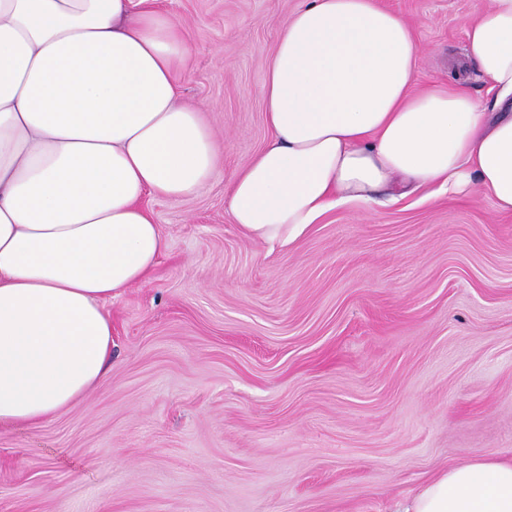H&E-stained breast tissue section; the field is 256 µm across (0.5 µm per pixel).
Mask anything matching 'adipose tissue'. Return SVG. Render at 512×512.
I'll list each match as a JSON object with an SVG mask.
<instances>
[{
	"label": "adipose tissue",
	"instance_id": "adipose-tissue-1",
	"mask_svg": "<svg viewBox=\"0 0 512 512\" xmlns=\"http://www.w3.org/2000/svg\"><path fill=\"white\" fill-rule=\"evenodd\" d=\"M465 63L485 84L413 92L420 48L377 0H304L263 84L266 144L227 190L268 251L384 190L480 189L512 212V0H484ZM192 48L177 15L134 0H0V426L55 416L108 377L105 304L167 244L145 196L197 194L218 165L179 101ZM393 512H512V459L428 479Z\"/></svg>",
	"mask_w": 512,
	"mask_h": 512
}]
</instances>
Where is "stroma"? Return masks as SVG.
I'll return each mask as SVG.
<instances>
[{
    "label": "stroma",
    "instance_id": "35a3bbf8",
    "mask_svg": "<svg viewBox=\"0 0 512 512\" xmlns=\"http://www.w3.org/2000/svg\"><path fill=\"white\" fill-rule=\"evenodd\" d=\"M457 82L474 0H380ZM299 0H155L194 48L181 103L215 135L190 198L146 197L168 242L107 305V380L0 428V512H389L438 471L512 457V214L415 192L328 213L273 253L224 191L268 139L262 85Z\"/></svg>",
    "mask_w": 512,
    "mask_h": 512
}]
</instances>
